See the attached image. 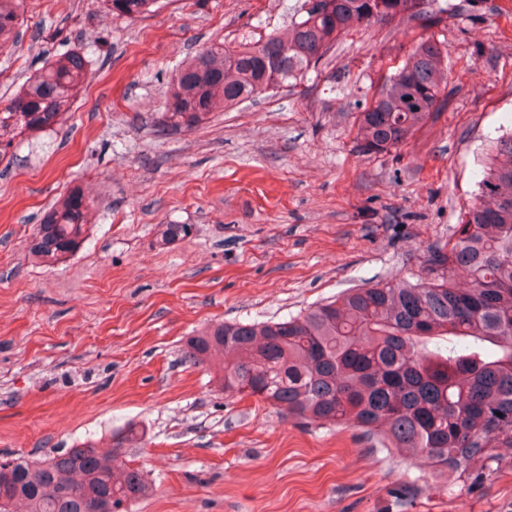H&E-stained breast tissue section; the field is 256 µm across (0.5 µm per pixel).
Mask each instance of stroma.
I'll list each match as a JSON object with an SVG mask.
<instances>
[{
  "label": "stroma",
  "mask_w": 512,
  "mask_h": 512,
  "mask_svg": "<svg viewBox=\"0 0 512 512\" xmlns=\"http://www.w3.org/2000/svg\"><path fill=\"white\" fill-rule=\"evenodd\" d=\"M440 21L355 24L294 87L157 134L172 75L217 41L287 29L297 0H160L134 21L102 0H25L0 48V100L49 56L88 51L64 122L0 163V460L44 459L142 430L124 461L150 490L128 512H512V449L483 483L435 476L355 428L303 424L211 383L187 336L294 314L423 272L512 134V0H439ZM448 48L439 111L402 147L356 149V117L414 38ZM95 202L82 247L29 255L73 188ZM162 224L189 237L156 242Z\"/></svg>",
  "instance_id": "35a3bbf8"
}]
</instances>
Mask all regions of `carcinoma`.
I'll return each mask as SVG.
<instances>
[{"instance_id":"cac0c4a2","label":"carcinoma","mask_w":512,"mask_h":512,"mask_svg":"<svg viewBox=\"0 0 512 512\" xmlns=\"http://www.w3.org/2000/svg\"><path fill=\"white\" fill-rule=\"evenodd\" d=\"M134 20L157 0H103ZM437 0H301L288 33L252 45L214 43L176 69L156 131L191 130L220 109L296 84L354 20L398 16L434 25ZM23 0H0V47L13 39ZM89 61L69 50L47 59L6 104L0 139L58 124ZM448 49L420 38L359 113L357 149L380 154L404 145L441 105ZM479 195L448 244L432 251L425 274L355 288L304 311L265 322H222L186 342L193 365L222 360L219 391L259 398L301 421L351 426L402 457L426 458L438 476L488 479L500 448H512V135L493 141ZM94 202L75 188L36 225L29 252L53 262L83 243ZM188 224H163L159 243L190 235ZM463 269L469 287L452 274ZM129 428L112 448L84 442L49 459H13L0 474V512H85L89 501L132 503L148 484L141 469L116 465Z\"/></svg>"}]
</instances>
